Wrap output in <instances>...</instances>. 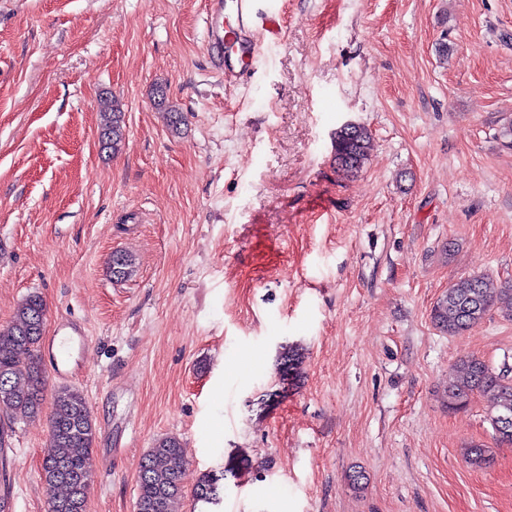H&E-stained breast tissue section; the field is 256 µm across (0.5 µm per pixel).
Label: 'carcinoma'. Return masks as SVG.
Masks as SVG:
<instances>
[{
	"instance_id": "cac0c4a2",
	"label": "carcinoma",
	"mask_w": 512,
	"mask_h": 512,
	"mask_svg": "<svg viewBox=\"0 0 512 512\" xmlns=\"http://www.w3.org/2000/svg\"><path fill=\"white\" fill-rule=\"evenodd\" d=\"M123 112L115 100L103 102V122L99 135L103 148L117 150L123 139ZM373 147L368 128L344 125L336 130L331 142V157L336 171L355 177L362 171ZM132 272V259L124 253L112 257V274L125 278ZM499 306L512 313V284L497 296L487 291L480 276L458 278L432 309V320L443 332L458 335L479 324L490 308ZM45 307L32 295L17 308L11 331L0 336V411L12 417H34L42 409L45 380L37 350L43 338ZM455 382L448 389V408L468 405L471 396L482 393L489 398L488 420L499 447H512V430L498 429L503 413L512 415V378L507 371H495L476 357L459 360L454 367ZM49 444L43 455L42 475L52 491L48 512H86L90 474L87 456L93 448L96 427L84 395L64 387L53 398ZM466 461L477 468L487 465L491 449L473 443L465 448ZM183 448L178 438L165 436L143 454L137 475L135 512H177L183 498L181 467ZM224 475H202L192 493L193 504L218 505L222 501L220 481Z\"/></svg>"
}]
</instances>
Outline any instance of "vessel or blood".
<instances>
[{
  "label": "vessel or blood",
  "instance_id": "obj_1",
  "mask_svg": "<svg viewBox=\"0 0 512 512\" xmlns=\"http://www.w3.org/2000/svg\"><path fill=\"white\" fill-rule=\"evenodd\" d=\"M232 10L236 22L225 25L224 12ZM279 12L260 13L254 0H208V39L204 51L225 84H236L252 69L258 47L265 37L281 32Z\"/></svg>",
  "mask_w": 512,
  "mask_h": 512
}]
</instances>
